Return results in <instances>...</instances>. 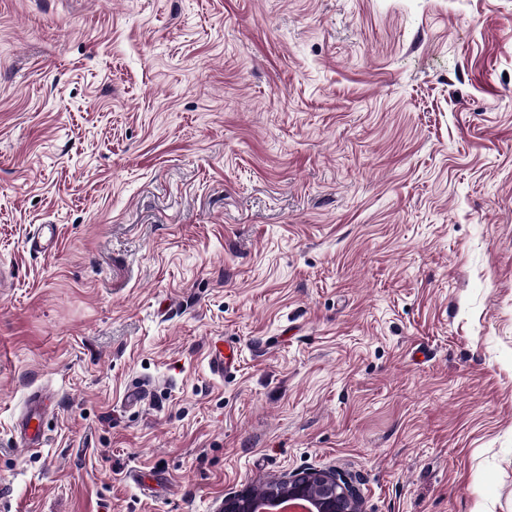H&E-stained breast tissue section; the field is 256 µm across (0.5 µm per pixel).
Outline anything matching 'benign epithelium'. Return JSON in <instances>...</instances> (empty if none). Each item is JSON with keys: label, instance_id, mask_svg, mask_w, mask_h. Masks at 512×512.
<instances>
[{"label": "benign epithelium", "instance_id": "obj_1", "mask_svg": "<svg viewBox=\"0 0 512 512\" xmlns=\"http://www.w3.org/2000/svg\"><path fill=\"white\" fill-rule=\"evenodd\" d=\"M266 501L308 502L309 512H353L360 499L359 488L349 474L338 469L288 472L270 483ZM224 512H259L258 503L249 491L224 498Z\"/></svg>", "mask_w": 512, "mask_h": 512}]
</instances>
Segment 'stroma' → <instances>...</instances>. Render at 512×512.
<instances>
[{
	"mask_svg": "<svg viewBox=\"0 0 512 512\" xmlns=\"http://www.w3.org/2000/svg\"><path fill=\"white\" fill-rule=\"evenodd\" d=\"M329 468L512 512V0H0V512ZM224 337H217L210 341L208 354V367L212 375L224 378V374L230 373L233 366L231 359V346L228 344L229 352H224ZM54 396L43 388L32 392L27 398L26 411L17 424V453L25 455L42 448L45 441L44 419L47 415Z\"/></svg>",
	"mask_w": 512,
	"mask_h": 512,
	"instance_id": "35a3bbf8",
	"label": "stroma"
}]
</instances>
